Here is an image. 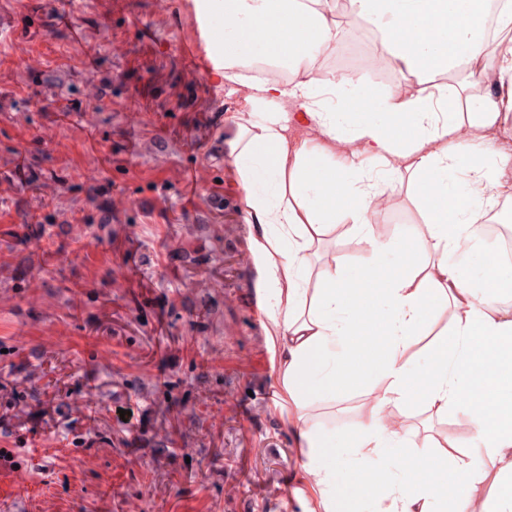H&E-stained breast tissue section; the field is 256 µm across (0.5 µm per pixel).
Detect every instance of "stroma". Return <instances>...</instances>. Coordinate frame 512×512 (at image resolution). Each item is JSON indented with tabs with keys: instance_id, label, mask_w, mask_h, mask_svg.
Returning <instances> with one entry per match:
<instances>
[{
	"instance_id": "stroma-1",
	"label": "stroma",
	"mask_w": 512,
	"mask_h": 512,
	"mask_svg": "<svg viewBox=\"0 0 512 512\" xmlns=\"http://www.w3.org/2000/svg\"><path fill=\"white\" fill-rule=\"evenodd\" d=\"M336 21L344 49L326 68L356 75V55L378 39L345 7ZM198 23L187 0L162 11L154 0H0V451L33 470L19 498L0 467V512L317 504L276 395L255 221L230 147L244 93L188 64ZM21 46L34 67L17 63ZM37 82L44 94L28 101ZM23 107L29 117L16 121ZM74 110L83 123L69 119ZM202 163L209 179L191 188ZM20 164L38 181L19 182ZM90 170L112 184L94 202L73 186ZM103 205L112 210L104 226ZM23 210L53 215L49 244L24 239ZM75 215L94 219L81 239L67 230ZM369 220L385 240L426 230L405 188L386 193ZM371 403L356 379L310 413L343 440ZM402 411L411 459L426 440L469 437L480 418L471 406L437 417L418 395Z\"/></svg>"
}]
</instances>
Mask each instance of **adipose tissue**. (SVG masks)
<instances>
[{"label":"adipose tissue","instance_id":"obj_1","mask_svg":"<svg viewBox=\"0 0 512 512\" xmlns=\"http://www.w3.org/2000/svg\"><path fill=\"white\" fill-rule=\"evenodd\" d=\"M349 6L354 22L378 31L389 64L416 80V92L376 94L360 79L316 73L317 56L343 49L335 0H193L199 19L222 16L214 50L225 81L247 89L232 148L256 221L257 273L270 285L263 310L276 344V380L323 512H354L366 497L372 512H467L478 477L493 470L512 481V406L498 398L502 384H512V312L495 305L498 286L512 285V265L486 262L479 231L500 199H512L504 176L512 156L488 139L512 113V0H503L498 15L507 48L495 57L484 26L487 0ZM260 55L288 69L290 79L246 75ZM463 65L471 92L461 112L449 104L442 77ZM285 103L300 110L317 139L292 132ZM465 126L475 131L466 142L459 136ZM405 186L415 190L428 233L380 239L368 220L373 202ZM339 221L367 248L357 268L340 254L320 256ZM463 247L471 262H449ZM440 300L452 307V342L419 372L405 352ZM355 376L371 382L374 403L357 434L339 441L307 409ZM417 392L439 416L482 403L463 452L436 440L406 465L400 451L409 442L389 413ZM359 462L381 473L382 493L338 483V468ZM447 473L452 481H444Z\"/></svg>","mask_w":512,"mask_h":512}]
</instances>
